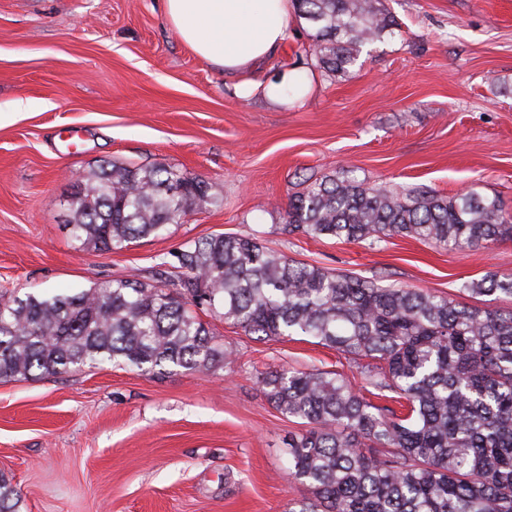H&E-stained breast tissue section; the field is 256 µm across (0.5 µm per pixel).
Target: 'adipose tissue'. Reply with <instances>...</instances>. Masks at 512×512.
I'll return each mask as SVG.
<instances>
[{"label": "adipose tissue", "instance_id": "ef3b65f1", "mask_svg": "<svg viewBox=\"0 0 512 512\" xmlns=\"http://www.w3.org/2000/svg\"><path fill=\"white\" fill-rule=\"evenodd\" d=\"M182 43L228 72H247L288 36L290 0H164Z\"/></svg>", "mask_w": 512, "mask_h": 512}]
</instances>
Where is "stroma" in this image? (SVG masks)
<instances>
[{
	"instance_id": "stroma-1",
	"label": "stroma",
	"mask_w": 512,
	"mask_h": 512,
	"mask_svg": "<svg viewBox=\"0 0 512 512\" xmlns=\"http://www.w3.org/2000/svg\"><path fill=\"white\" fill-rule=\"evenodd\" d=\"M395 20L350 72L307 56L293 19L258 80L307 69L280 104L180 41L163 0H0V289L77 292L161 271L188 241L256 237L288 257L380 284L459 297L512 273V240L471 250L395 237L376 248L287 233L278 209L307 177L342 176L443 195L468 187L512 210V0H382ZM175 166L206 206L119 252L79 249L69 200L98 166ZM198 315L234 361L204 372L95 369L0 382V474L21 512H288L303 431L267 401L279 369L365 377L306 336L256 340Z\"/></svg>"
}]
</instances>
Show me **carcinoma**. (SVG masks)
I'll list each match as a JSON object with an SVG mask.
<instances>
[{
  "label": "carcinoma",
  "instance_id": "obj_1",
  "mask_svg": "<svg viewBox=\"0 0 512 512\" xmlns=\"http://www.w3.org/2000/svg\"><path fill=\"white\" fill-rule=\"evenodd\" d=\"M312 26L307 53L335 72L392 20L377 0H295ZM214 203L205 183L174 166H102L71 204L84 248L121 251ZM283 230L375 248L394 236L479 248L512 240V214L476 188L443 196L423 186H370L353 176L305 181L288 197ZM163 280L129 277L73 293L0 294V381L55 376L102 363L142 372H202L229 364L192 310L207 306L259 340L309 336L361 364L366 383L396 394L379 406L338 370L261 374L267 400L308 426L288 440V476L311 496L289 512H512V309L294 261L256 237L187 243ZM476 296H512V275L463 283ZM21 497L0 475V512Z\"/></svg>",
  "mask_w": 512,
  "mask_h": 512
}]
</instances>
